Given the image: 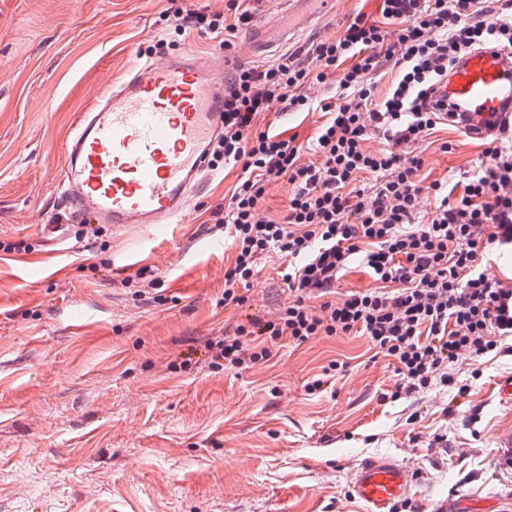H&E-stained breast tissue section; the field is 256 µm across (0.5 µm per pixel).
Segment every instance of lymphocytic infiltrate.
Segmentation results:
<instances>
[{
    "instance_id": "lymphocytic-infiltrate-1",
    "label": "lymphocytic infiltrate",
    "mask_w": 512,
    "mask_h": 512,
    "mask_svg": "<svg viewBox=\"0 0 512 512\" xmlns=\"http://www.w3.org/2000/svg\"><path fill=\"white\" fill-rule=\"evenodd\" d=\"M379 10L380 20L353 13L340 33L275 63L239 66L224 91V134L213 153L238 169V181L227 209L204 227L234 254L223 302L245 310V289L270 252L288 262L289 297L272 312L245 310L208 337V367L246 371L286 343L360 336L397 361L396 401L451 384L448 365L460 355L479 359L512 340V285L488 271L498 248L512 245V127L500 125L460 173V194L422 174V146L444 121L429 99L465 54L512 45V0H380ZM253 17L246 0H227L224 9L176 10L166 21L180 36L223 35L231 48ZM385 76L391 84L381 95ZM314 86L321 99L310 96ZM315 107L324 120L304 145L260 125L274 110ZM274 184L288 194L277 218L263 209ZM355 266L372 287L337 295Z\"/></svg>"
}]
</instances>
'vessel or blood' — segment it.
<instances>
[{"mask_svg":"<svg viewBox=\"0 0 512 512\" xmlns=\"http://www.w3.org/2000/svg\"><path fill=\"white\" fill-rule=\"evenodd\" d=\"M225 87L223 61L148 57L81 113L66 142L51 226L66 252L81 249L68 231L78 222L115 229L179 222L213 169ZM444 93L456 125L473 135H486L490 122L512 124V48L467 54L450 71ZM409 483L405 465L372 457L354 471L351 495L364 512H395Z\"/></svg>","mask_w":512,"mask_h":512,"instance_id":"vessel-or-blood-1","label":"vessel or blood"}]
</instances>
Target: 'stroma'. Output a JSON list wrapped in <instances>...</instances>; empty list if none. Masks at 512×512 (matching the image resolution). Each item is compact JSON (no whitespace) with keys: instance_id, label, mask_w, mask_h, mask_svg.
<instances>
[{"instance_id":"35a3bbf8","label":"stroma","mask_w":512,"mask_h":512,"mask_svg":"<svg viewBox=\"0 0 512 512\" xmlns=\"http://www.w3.org/2000/svg\"><path fill=\"white\" fill-rule=\"evenodd\" d=\"M225 0H0V512H361L350 481L365 458L407 465L411 492L396 512H512V469L499 466L496 429L512 425L497 383L512 353L449 364L454 383L382 400L393 358L358 336L284 346L271 365L234 373L182 366L217 334L230 248L200 226L226 208L235 171L217 168L178 224L104 228L80 255L56 252V207L67 137L80 114L139 57L193 49L228 70L278 59L340 32L349 14L379 19L378 0H337L333 15L265 53L165 17ZM320 111L270 112V133L312 138ZM424 151L430 179H450L484 145L455 127ZM449 142L442 151L441 142ZM23 250H16V243ZM159 271L170 301L134 303L125 273ZM253 309L288 298L277 259L261 263ZM346 362L324 391L307 385ZM178 362L166 370L167 362ZM447 449L431 447L435 435Z\"/></svg>"}]
</instances>
